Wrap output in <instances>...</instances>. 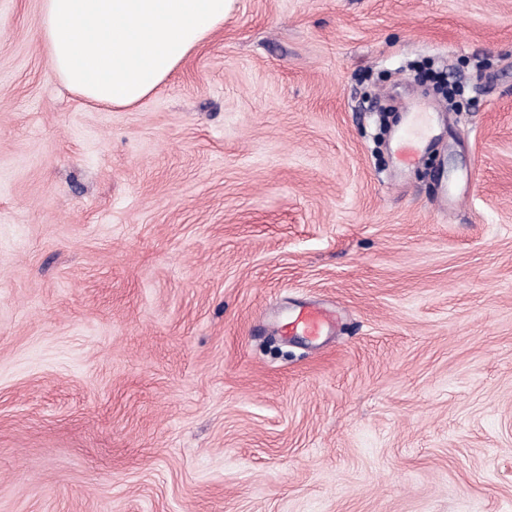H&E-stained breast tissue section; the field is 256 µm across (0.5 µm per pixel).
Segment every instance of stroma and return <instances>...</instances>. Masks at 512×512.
Wrapping results in <instances>:
<instances>
[{"instance_id": "1", "label": "stroma", "mask_w": 512, "mask_h": 512, "mask_svg": "<svg viewBox=\"0 0 512 512\" xmlns=\"http://www.w3.org/2000/svg\"><path fill=\"white\" fill-rule=\"evenodd\" d=\"M41 9L0 0V512H512V0H234L127 109ZM433 62L468 107L402 174L372 104ZM336 321V311L320 303H309L287 314L281 331L305 336H322Z\"/></svg>"}]
</instances>
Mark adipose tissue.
Instances as JSON below:
<instances>
[{
	"instance_id": "adipose-tissue-1",
	"label": "adipose tissue",
	"mask_w": 512,
	"mask_h": 512,
	"mask_svg": "<svg viewBox=\"0 0 512 512\" xmlns=\"http://www.w3.org/2000/svg\"><path fill=\"white\" fill-rule=\"evenodd\" d=\"M232 0H43L55 74L85 100L128 108L224 25Z\"/></svg>"
}]
</instances>
